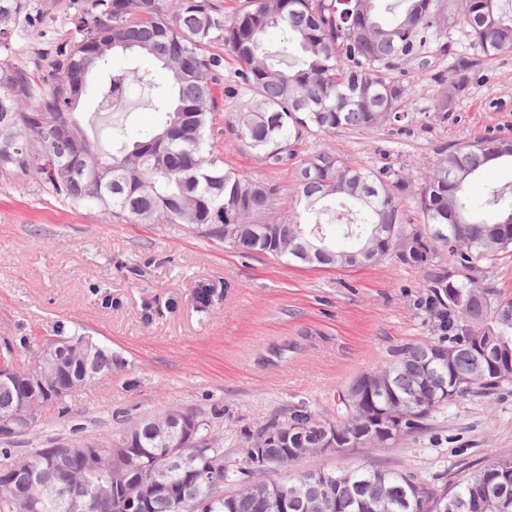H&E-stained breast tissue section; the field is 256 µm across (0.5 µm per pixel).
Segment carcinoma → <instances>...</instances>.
Returning <instances> with one entry per match:
<instances>
[{
    "instance_id": "obj_1",
    "label": "carcinoma",
    "mask_w": 512,
    "mask_h": 512,
    "mask_svg": "<svg viewBox=\"0 0 512 512\" xmlns=\"http://www.w3.org/2000/svg\"><path fill=\"white\" fill-rule=\"evenodd\" d=\"M503 0H247L227 17L215 0H88L74 22L75 36L57 46L52 71L39 86L18 71L0 81V174H25L29 156L20 131L37 135L43 154L36 168L44 186L74 206L97 204L133 224H184L203 237L228 242L247 253L288 263L330 268L359 267L394 257L429 271L427 288L440 335L403 347L392 358L354 379L338 397L334 421L304 406L273 419L244 440L264 443L279 459L284 447L275 436L286 431L295 453L288 464L318 452L324 427L359 440L362 448L384 447L426 429L432 414L469 394L489 395L512 384V298L483 287L474 273L512 253V186L492 191L481 203L469 185L492 164L512 163V137L480 136L446 147L424 184L413 189L401 171L357 166L327 148L300 158L310 137L341 129L365 131L396 124L409 115L414 76L403 65L424 59L441 44L443 29L462 25L481 53L491 58L512 50V9ZM396 9L388 22L381 8ZM277 29L288 55L265 47ZM112 41V50L152 59L169 74L160 86L145 72L139 82L153 94L150 106L164 114L157 131L103 150L90 139L76 109L87 84L74 85L83 71L104 65L90 48ZM237 65L238 87L254 106L230 112L224 133L270 167L295 162L297 194L292 215L259 220L274 204L279 187L250 179L224 163L211 143L216 121L213 88L222 58L208 52L214 43ZM471 61L460 58L442 77L448 90L431 105L437 116L452 111L453 94L464 87ZM127 77L108 74L101 98L125 95ZM30 108L23 112L19 100ZM74 119L63 135L56 125ZM412 199L420 222H408L403 202ZM352 240L348 249L336 238ZM56 338L71 347L66 369L54 372L67 392L112 374L119 359L112 349L76 331L56 327ZM56 342L32 348L15 337L3 351L13 380H0V416L16 415V439L33 432L24 422L34 407L58 406L65 395L23 391L34 365L53 354ZM30 355L15 361V348ZM197 413L180 407L137 420H120L118 434L72 436L55 443L88 445L93 454L65 459L36 448L17 456L14 442H0V512H23L27 499L49 503L47 512H129L140 485L159 479L145 512H184L186 500L205 512H278L271 494L288 487V512H512V458L493 455L464 479L428 482L412 471L356 465L337 471L306 472L284 482L264 479L247 460L224 457L223 437L200 421L198 435L207 451L184 449L173 462L166 438ZM398 437L386 435L389 424ZM55 475L44 486L35 471ZM245 487L232 494L228 483ZM489 496L501 507L484 509Z\"/></svg>"
}]
</instances>
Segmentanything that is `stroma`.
Wrapping results in <instances>:
<instances>
[{"label":"stroma","instance_id":"35a3bbf8","mask_svg":"<svg viewBox=\"0 0 512 512\" xmlns=\"http://www.w3.org/2000/svg\"><path fill=\"white\" fill-rule=\"evenodd\" d=\"M86 0H28L27 13L0 17V78L13 70L41 77L52 45L72 39V18ZM446 42L473 62L470 82L447 118L429 106L442 90L449 56L407 64L416 75L410 116L367 132L339 130L313 138L353 163L401 170L420 185L444 146L476 136H512V51L488 59L461 26ZM149 94L131 86L110 122L88 127L106 147L145 135L161 122ZM217 145L226 164L276 183L273 217L292 212L291 166L269 169L222 134L225 113L246 110L248 97L216 95ZM426 270L384 260L360 269L287 265L246 253L175 224H127L110 210L76 208L47 193L33 174L0 179V338L46 344L57 325L112 347L119 369L79 388L70 413L42 412L16 450L46 447L81 428L102 436L121 416L142 418L169 407L210 415L223 411L224 454L241 456V433L303 405L323 419L336 415L339 394L404 345L437 335L423 287ZM210 291L208 303L199 300ZM512 457V385L468 395L434 414L427 429L385 448H358L301 458L282 481L319 468L354 464L409 470L426 480L462 476L489 454Z\"/></svg>","mask_w":512,"mask_h":512}]
</instances>
